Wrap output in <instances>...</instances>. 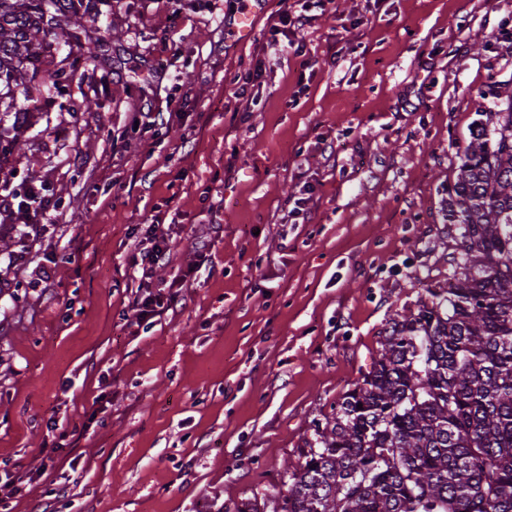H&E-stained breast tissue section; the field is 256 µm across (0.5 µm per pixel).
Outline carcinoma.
I'll use <instances>...</instances> for the list:
<instances>
[{"instance_id": "carcinoma-1", "label": "carcinoma", "mask_w": 512, "mask_h": 512, "mask_svg": "<svg viewBox=\"0 0 512 512\" xmlns=\"http://www.w3.org/2000/svg\"><path fill=\"white\" fill-rule=\"evenodd\" d=\"M83 2L0 0L3 149L19 144L3 117L54 30L91 56L108 48ZM492 95L496 110L475 120L448 191L445 285L390 318L281 487L225 512H512V84Z\"/></svg>"}]
</instances>
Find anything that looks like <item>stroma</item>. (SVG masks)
<instances>
[{
	"instance_id": "stroma-1",
	"label": "stroma",
	"mask_w": 512,
	"mask_h": 512,
	"mask_svg": "<svg viewBox=\"0 0 512 512\" xmlns=\"http://www.w3.org/2000/svg\"><path fill=\"white\" fill-rule=\"evenodd\" d=\"M280 7L240 40L234 0H92L113 58H81L62 97L50 75L80 50L42 55L37 120L0 157L55 216L0 206V477L23 486L0 512H224L272 491L393 311L447 279L448 187L512 82V0H335L274 38ZM145 224L170 247L147 278ZM146 286L171 308L137 327Z\"/></svg>"
}]
</instances>
